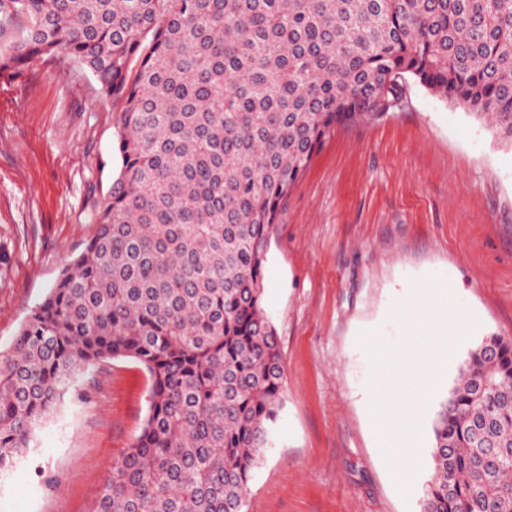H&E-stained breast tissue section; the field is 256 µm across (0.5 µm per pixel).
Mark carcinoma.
<instances>
[{
  "instance_id": "obj_1",
  "label": "carcinoma",
  "mask_w": 512,
  "mask_h": 512,
  "mask_svg": "<svg viewBox=\"0 0 512 512\" xmlns=\"http://www.w3.org/2000/svg\"><path fill=\"white\" fill-rule=\"evenodd\" d=\"M47 55L119 106L121 169L0 351V474L82 373L130 359L148 413L94 512H243L283 404L262 306L279 204L407 79L512 150V0H0V73ZM431 433L421 512H512L511 338L469 349Z\"/></svg>"
}]
</instances>
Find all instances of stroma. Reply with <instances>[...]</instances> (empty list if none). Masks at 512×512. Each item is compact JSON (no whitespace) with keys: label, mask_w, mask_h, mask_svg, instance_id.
<instances>
[{"label":"stroma","mask_w":512,"mask_h":512,"mask_svg":"<svg viewBox=\"0 0 512 512\" xmlns=\"http://www.w3.org/2000/svg\"><path fill=\"white\" fill-rule=\"evenodd\" d=\"M119 109L78 61L0 74V350L96 231L115 179ZM440 276L480 323L455 341L420 414L421 446L467 350L512 338V149L415 82L372 124L321 142L269 229L263 308L278 338L283 408L244 512H420L372 425L367 333L400 351L416 279ZM148 376L130 360L83 373L0 477V512H93L110 465L140 431Z\"/></svg>","instance_id":"1"}]
</instances>
